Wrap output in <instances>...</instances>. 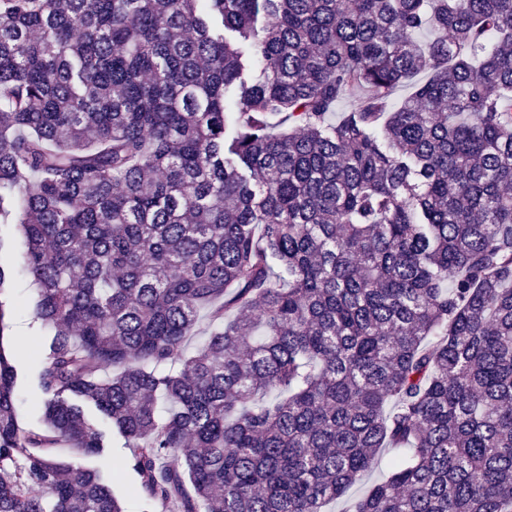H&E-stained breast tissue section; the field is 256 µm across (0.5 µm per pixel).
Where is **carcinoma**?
<instances>
[{"label": "carcinoma", "instance_id": "1", "mask_svg": "<svg viewBox=\"0 0 512 512\" xmlns=\"http://www.w3.org/2000/svg\"><path fill=\"white\" fill-rule=\"evenodd\" d=\"M0 221V512H512V0H0ZM21 251L19 226L0 223V265L11 274L8 288L2 293V301L10 311L9 336L6 339L16 369V406L22 426L37 429L40 427L37 371L50 332L34 317L36 287L19 262ZM86 415L91 423L105 434L106 448L99 455L82 457L79 461L85 466L100 470L112 480L125 512H143L144 500L139 479L129 466L123 465L131 456V449L127 448L124 438L112 430L111 423L101 413L89 409ZM396 454L397 450L395 448H382L378 455V464L368 475L349 490L346 498L348 500L359 498L371 485L385 478L391 471V460Z\"/></svg>", "mask_w": 512, "mask_h": 512}]
</instances>
